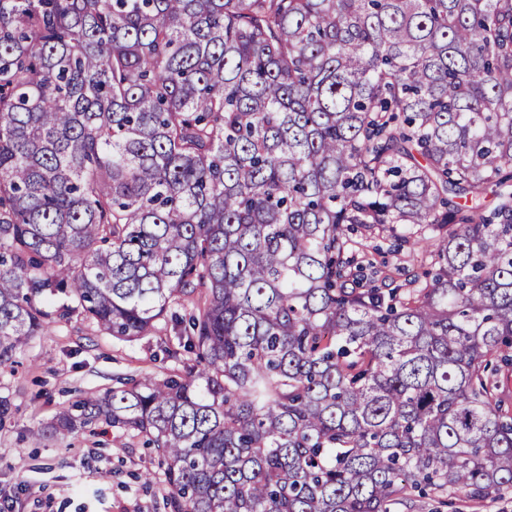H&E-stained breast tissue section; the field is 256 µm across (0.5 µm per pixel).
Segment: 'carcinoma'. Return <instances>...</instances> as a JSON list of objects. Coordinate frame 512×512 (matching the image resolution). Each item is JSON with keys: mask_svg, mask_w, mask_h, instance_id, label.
Returning a JSON list of instances; mask_svg holds the SVG:
<instances>
[{"mask_svg": "<svg viewBox=\"0 0 512 512\" xmlns=\"http://www.w3.org/2000/svg\"><path fill=\"white\" fill-rule=\"evenodd\" d=\"M512 0H0V366L78 312L192 301V358L81 398L164 512H391L512 489ZM446 229L364 287L356 228ZM63 295L66 302L51 309Z\"/></svg>", "mask_w": 512, "mask_h": 512, "instance_id": "obj_1", "label": "carcinoma"}]
</instances>
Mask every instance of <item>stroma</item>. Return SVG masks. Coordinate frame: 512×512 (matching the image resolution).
<instances>
[{
    "instance_id": "obj_1",
    "label": "stroma",
    "mask_w": 512,
    "mask_h": 512,
    "mask_svg": "<svg viewBox=\"0 0 512 512\" xmlns=\"http://www.w3.org/2000/svg\"><path fill=\"white\" fill-rule=\"evenodd\" d=\"M435 240L434 229L416 227L411 242L378 230L368 243L384 276L403 287L428 268ZM176 334L162 324L143 339L122 341L74 314L32 337L14 366L0 367V397L11 405L9 419L0 423V497L8 498L11 512H163V481L146 486L140 479L157 461L133 433L105 424L39 442L31 433L75 400L112 389L117 378L173 374L176 364L164 345ZM393 512H512V492L493 503L430 494Z\"/></svg>"
}]
</instances>
